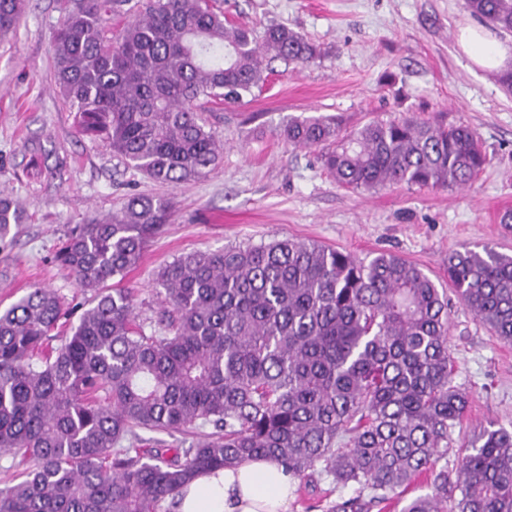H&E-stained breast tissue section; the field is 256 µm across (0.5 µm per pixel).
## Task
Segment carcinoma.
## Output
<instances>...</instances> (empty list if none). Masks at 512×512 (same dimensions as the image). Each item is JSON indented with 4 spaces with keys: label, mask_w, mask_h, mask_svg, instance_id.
<instances>
[{
    "label": "carcinoma",
    "mask_w": 512,
    "mask_h": 512,
    "mask_svg": "<svg viewBox=\"0 0 512 512\" xmlns=\"http://www.w3.org/2000/svg\"><path fill=\"white\" fill-rule=\"evenodd\" d=\"M215 2L61 0L52 39L61 96L83 135L156 182L216 167L203 103L259 86L261 52L301 63L318 55L284 26L257 42ZM464 5L512 33V0ZM25 7L0 0V39ZM121 15L129 19L114 32ZM281 135L323 147L336 182L368 192L457 188L488 163L470 127L407 116L349 131L335 115L293 117ZM170 217L167 201L129 195L63 240L57 262L94 292L76 320L42 287L0 310V456L25 465L0 488V512H175L199 474L254 456L301 484L317 468L331 476L337 500L323 512H372L421 474L429 491L401 512H512V428L480 429L456 467L446 464L469 397L454 384L446 291L419 267L392 252L367 259L294 239L191 252L159 273L163 310L147 333L132 292L105 284L138 267ZM21 218L1 195L0 242ZM448 284L512 343V255L489 245L454 252ZM204 426L212 431L188 448L124 445L137 429Z\"/></svg>",
    "instance_id": "cac0c4a2"
}]
</instances>
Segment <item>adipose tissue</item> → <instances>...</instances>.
Listing matches in <instances>:
<instances>
[{"mask_svg": "<svg viewBox=\"0 0 512 512\" xmlns=\"http://www.w3.org/2000/svg\"><path fill=\"white\" fill-rule=\"evenodd\" d=\"M458 43L477 66L503 71L512 51L479 27L462 29ZM295 480L278 463L258 458L204 474L182 492L178 512H289Z\"/></svg>", "mask_w": 512, "mask_h": 512, "instance_id": "ef3b65f1", "label": "adipose tissue"}]
</instances>
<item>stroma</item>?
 <instances>
[{"label":"stroma","instance_id":"35a3bbf8","mask_svg":"<svg viewBox=\"0 0 512 512\" xmlns=\"http://www.w3.org/2000/svg\"><path fill=\"white\" fill-rule=\"evenodd\" d=\"M227 20L262 37L285 25L318 49L314 62L273 56L265 84L240 101L213 106L207 128L223 147L207 176L176 186L145 179L103 143L81 135L54 79L57 0H30L16 31L0 40V191L26 219L0 245V308L38 284L66 303L88 305L57 264L62 240L91 212L109 214L125 195L162 197L168 224L124 281L140 318L162 307L158 272L176 257L224 246L291 238L370 258L389 250L448 285V256L490 245L512 254V93L458 44L476 20L464 0H224ZM340 116L353 129L411 114L463 124L482 139L490 162L461 189L393 184L366 192L339 186L318 148L288 145L290 118ZM454 382L469 396L454 435L512 424V343L492 336L449 296Z\"/></svg>","mask_w":512,"mask_h":512}]
</instances>
